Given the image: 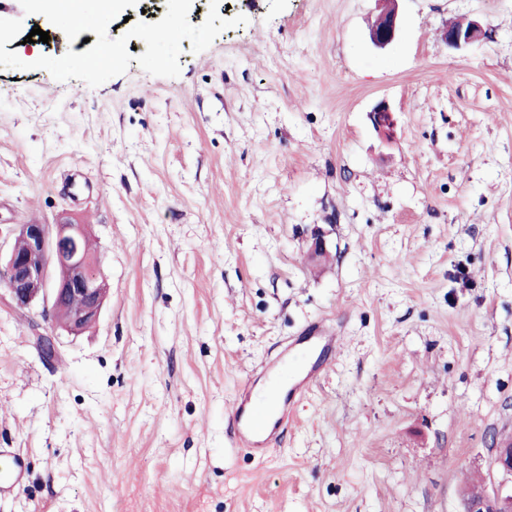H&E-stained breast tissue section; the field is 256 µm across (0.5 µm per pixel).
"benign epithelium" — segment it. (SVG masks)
Segmentation results:
<instances>
[{
  "label": "benign epithelium",
  "mask_w": 512,
  "mask_h": 512,
  "mask_svg": "<svg viewBox=\"0 0 512 512\" xmlns=\"http://www.w3.org/2000/svg\"><path fill=\"white\" fill-rule=\"evenodd\" d=\"M400 24L397 10H387L370 30V40L378 48L392 44L398 37ZM479 23H452L444 32V41L453 50H463L480 40ZM370 120L378 133L390 138L394 119L385 99L372 107ZM16 238L25 249L11 247L0 254V280L19 308H30L39 299L54 310L69 295L82 298L79 309L72 313L63 330L76 334L94 322L106 298L101 272L93 265L84 248L86 234L81 224H21ZM62 263L69 268V277L57 280L52 266ZM499 486L494 495L484 488L468 491L462 499L461 512H512V444L499 443L494 459Z\"/></svg>",
  "instance_id": "benign-epithelium-1"
}]
</instances>
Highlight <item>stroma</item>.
<instances>
[{
  "label": "stroma",
  "instance_id": "1",
  "mask_svg": "<svg viewBox=\"0 0 512 512\" xmlns=\"http://www.w3.org/2000/svg\"><path fill=\"white\" fill-rule=\"evenodd\" d=\"M244 15L181 73L92 88L0 68V247L84 225L107 288L71 335L0 286V512H459L512 429V0H220ZM483 37L449 49L444 28ZM386 99L391 139L369 111ZM323 231L325 259L308 245ZM340 340L264 456L233 446L245 381L317 321ZM59 333L54 362L36 339ZM400 24L395 7L387 10L370 30V40L378 48H385L398 37ZM14 465L0 472V495L14 494L23 484L24 472L21 463L12 457Z\"/></svg>",
  "mask_w": 512,
  "mask_h": 512
}]
</instances>
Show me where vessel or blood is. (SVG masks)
<instances>
[{
    "label": "vessel or blood",
    "instance_id": "1",
    "mask_svg": "<svg viewBox=\"0 0 512 512\" xmlns=\"http://www.w3.org/2000/svg\"><path fill=\"white\" fill-rule=\"evenodd\" d=\"M335 346L334 332L320 326L285 346L264 367L269 377L264 397L255 399L250 389H242L228 416L231 441L260 455L276 444L287 418L288 404L313 389L325 368V352ZM23 478L21 463L5 468L0 472V495L18 492Z\"/></svg>",
    "mask_w": 512,
    "mask_h": 512
}]
</instances>
